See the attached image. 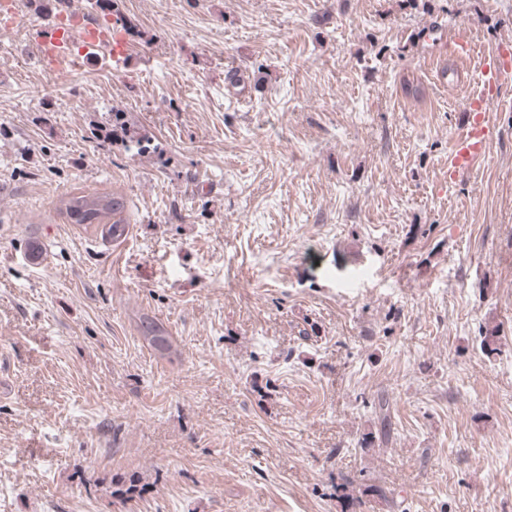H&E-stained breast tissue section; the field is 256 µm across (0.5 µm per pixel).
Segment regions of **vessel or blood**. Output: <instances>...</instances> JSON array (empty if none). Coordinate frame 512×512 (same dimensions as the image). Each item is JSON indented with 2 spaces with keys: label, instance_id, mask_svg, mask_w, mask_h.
<instances>
[{
  "label": "vessel or blood",
  "instance_id": "obj_1",
  "mask_svg": "<svg viewBox=\"0 0 512 512\" xmlns=\"http://www.w3.org/2000/svg\"><path fill=\"white\" fill-rule=\"evenodd\" d=\"M80 38L83 50L98 48L104 42H111L113 56L124 55L128 43L121 28L111 33L99 32L93 25L76 20L74 29H37L34 42L44 58H64L73 38ZM512 72V65L506 64L500 55L483 57L480 76L472 94L464 122L457 128L448 152V169L452 176L472 172L483 158L486 148L496 135V126L491 113L497 101V89Z\"/></svg>",
  "mask_w": 512,
  "mask_h": 512
}]
</instances>
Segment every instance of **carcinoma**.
I'll use <instances>...</instances> for the list:
<instances>
[{
    "mask_svg": "<svg viewBox=\"0 0 512 512\" xmlns=\"http://www.w3.org/2000/svg\"><path fill=\"white\" fill-rule=\"evenodd\" d=\"M124 209V198L113 193H79L61 200L59 212L71 224H100L102 236L117 241L128 231V224L121 218ZM138 330L160 355L173 352L171 336L162 323L144 315L139 318Z\"/></svg>",
    "mask_w": 512,
    "mask_h": 512,
    "instance_id": "1",
    "label": "carcinoma"
}]
</instances>
